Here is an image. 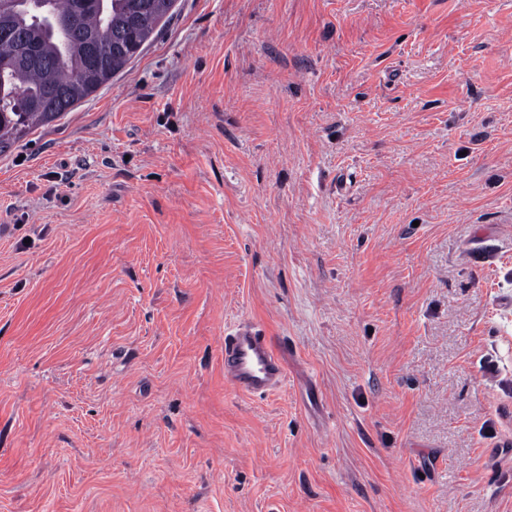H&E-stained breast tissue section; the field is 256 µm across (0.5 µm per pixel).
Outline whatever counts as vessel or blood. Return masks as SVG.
I'll use <instances>...</instances> for the list:
<instances>
[{"mask_svg":"<svg viewBox=\"0 0 512 512\" xmlns=\"http://www.w3.org/2000/svg\"><path fill=\"white\" fill-rule=\"evenodd\" d=\"M224 380L237 393L263 397L287 381L285 349L255 323L244 321L224 335Z\"/></svg>","mask_w":512,"mask_h":512,"instance_id":"1","label":"vessel or blood"}]
</instances>
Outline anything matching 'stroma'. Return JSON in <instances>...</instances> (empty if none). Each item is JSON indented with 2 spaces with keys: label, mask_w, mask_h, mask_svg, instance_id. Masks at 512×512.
<instances>
[{
  "label": "stroma",
  "mask_w": 512,
  "mask_h": 512,
  "mask_svg": "<svg viewBox=\"0 0 512 512\" xmlns=\"http://www.w3.org/2000/svg\"><path fill=\"white\" fill-rule=\"evenodd\" d=\"M0 512H512V0H177L1 153ZM224 381L248 397L273 394L287 382L285 349L253 322L224 335Z\"/></svg>",
  "instance_id": "1"
}]
</instances>
